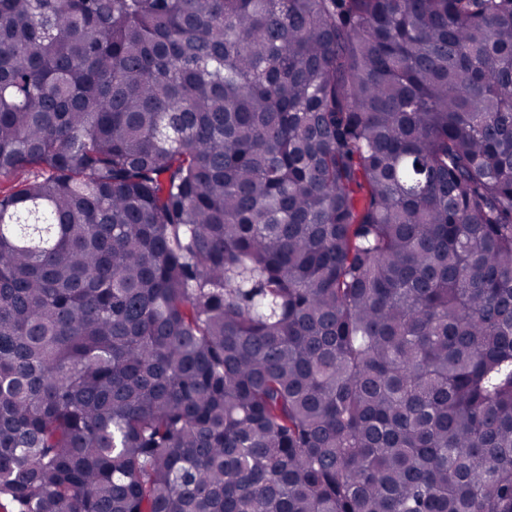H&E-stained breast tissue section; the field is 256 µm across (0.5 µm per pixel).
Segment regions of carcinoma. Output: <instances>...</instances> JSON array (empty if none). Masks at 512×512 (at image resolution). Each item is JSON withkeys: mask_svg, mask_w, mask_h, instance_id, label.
Masks as SVG:
<instances>
[{"mask_svg": "<svg viewBox=\"0 0 512 512\" xmlns=\"http://www.w3.org/2000/svg\"><path fill=\"white\" fill-rule=\"evenodd\" d=\"M0 501L512 512V0H0Z\"/></svg>", "mask_w": 512, "mask_h": 512, "instance_id": "obj_1", "label": "carcinoma"}]
</instances>
